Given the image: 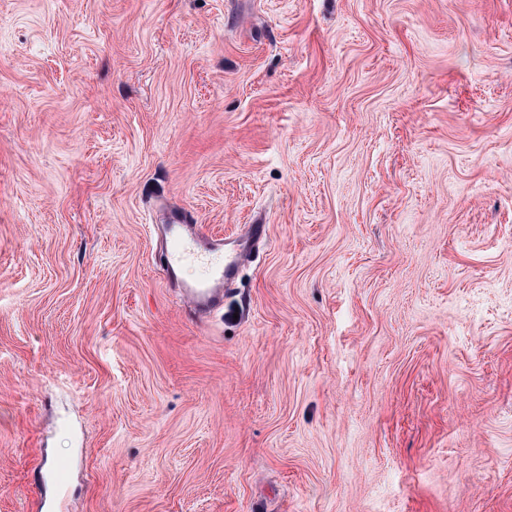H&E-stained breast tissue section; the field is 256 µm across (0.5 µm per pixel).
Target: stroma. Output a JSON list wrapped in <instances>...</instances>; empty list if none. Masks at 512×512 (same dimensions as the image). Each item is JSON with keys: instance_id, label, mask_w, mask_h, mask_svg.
Listing matches in <instances>:
<instances>
[{"instance_id": "obj_1", "label": "stroma", "mask_w": 512, "mask_h": 512, "mask_svg": "<svg viewBox=\"0 0 512 512\" xmlns=\"http://www.w3.org/2000/svg\"><path fill=\"white\" fill-rule=\"evenodd\" d=\"M267 237L205 323L160 204ZM512 512V0H0V512Z\"/></svg>"}]
</instances>
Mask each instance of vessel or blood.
<instances>
[{
  "label": "vessel or blood",
  "mask_w": 512,
  "mask_h": 512,
  "mask_svg": "<svg viewBox=\"0 0 512 512\" xmlns=\"http://www.w3.org/2000/svg\"><path fill=\"white\" fill-rule=\"evenodd\" d=\"M153 231L164 247V275L177 283L189 316L197 321L223 306L224 290L235 279L245 249L266 235L262 224L250 225L244 237L208 234L180 210L164 212ZM189 266L196 268V277L181 279V272Z\"/></svg>",
  "instance_id": "1"
}]
</instances>
